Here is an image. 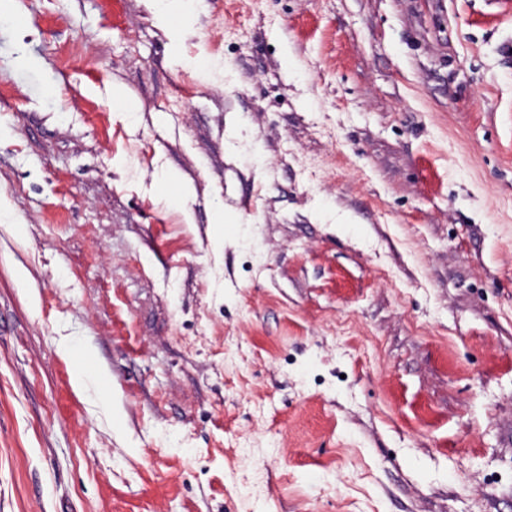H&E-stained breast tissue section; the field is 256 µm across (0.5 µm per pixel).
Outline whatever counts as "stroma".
Instances as JSON below:
<instances>
[{"instance_id": "35a3bbf8", "label": "stroma", "mask_w": 512, "mask_h": 512, "mask_svg": "<svg viewBox=\"0 0 512 512\" xmlns=\"http://www.w3.org/2000/svg\"><path fill=\"white\" fill-rule=\"evenodd\" d=\"M191 7L0 15V512H512V0ZM151 7L156 20L165 26L170 25V21L179 18V27L174 29L176 33L184 28L191 26L193 22L192 14L185 10L184 3L181 0H151Z\"/></svg>"}]
</instances>
